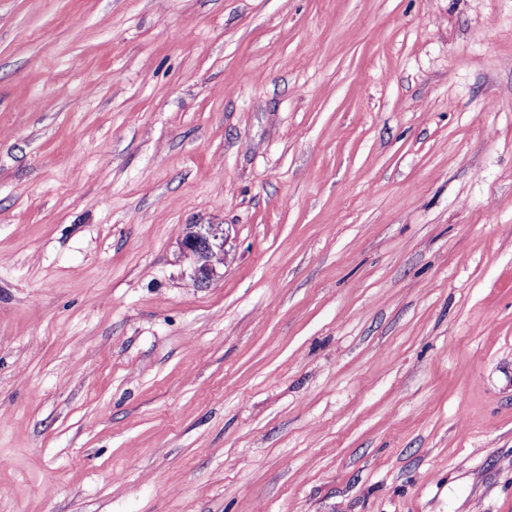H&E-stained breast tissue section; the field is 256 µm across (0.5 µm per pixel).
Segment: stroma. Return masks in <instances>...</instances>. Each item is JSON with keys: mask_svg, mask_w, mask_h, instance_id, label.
I'll return each mask as SVG.
<instances>
[{"mask_svg": "<svg viewBox=\"0 0 512 512\" xmlns=\"http://www.w3.org/2000/svg\"><path fill=\"white\" fill-rule=\"evenodd\" d=\"M0 512H512V0H0ZM181 247L192 256L190 277L195 284L208 283L217 275L216 264L224 256V227L220 224H188L182 231Z\"/></svg>", "mask_w": 512, "mask_h": 512, "instance_id": "obj_1", "label": "stroma"}]
</instances>
